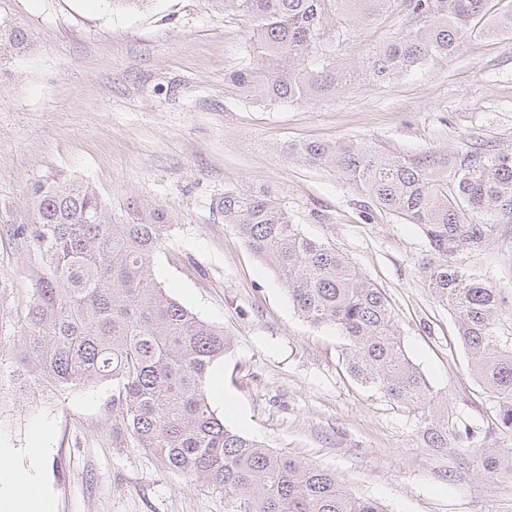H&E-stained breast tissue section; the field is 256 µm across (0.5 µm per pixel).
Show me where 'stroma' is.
Wrapping results in <instances>:
<instances>
[{
    "mask_svg": "<svg viewBox=\"0 0 512 512\" xmlns=\"http://www.w3.org/2000/svg\"><path fill=\"white\" fill-rule=\"evenodd\" d=\"M512 0H488L471 39L447 60L382 85L354 84L299 103L249 101L224 85L243 58L245 27L218 0H0V28L25 51H0V372L16 364L36 252L16 235L32 223L46 180L89 184L113 213L129 198L176 219L155 278L176 301L223 328L213 409L273 452L336 472L384 512H512V478L480 471L512 450L495 401L474 378L454 316L418 274V225L373 206L336 172L289 157L300 141H361L455 172L475 155L512 154V33L487 35ZM405 0L336 45L361 61L414 25ZM266 187L309 237L346 255L383 288L404 348L467 432L430 447L420 412L356 381L344 337L294 309L285 285L212 206L229 187ZM320 212L324 222L311 221ZM463 264L512 290V223L497 224ZM112 386L48 387L0 399V448L20 464L44 451L53 512H229L223 490L166 469L119 432Z\"/></svg>",
    "mask_w": 512,
    "mask_h": 512,
    "instance_id": "obj_1",
    "label": "stroma"
}]
</instances>
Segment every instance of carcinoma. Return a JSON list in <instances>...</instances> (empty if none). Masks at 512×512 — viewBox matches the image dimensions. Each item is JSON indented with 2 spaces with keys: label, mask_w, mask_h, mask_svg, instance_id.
Wrapping results in <instances>:
<instances>
[{
  "label": "carcinoma",
  "mask_w": 512,
  "mask_h": 512,
  "mask_svg": "<svg viewBox=\"0 0 512 512\" xmlns=\"http://www.w3.org/2000/svg\"><path fill=\"white\" fill-rule=\"evenodd\" d=\"M245 26L244 61L224 82L244 99L296 103L356 82L386 83L461 50L487 0H408L419 24L396 33L360 64L336 62V41L387 12L394 0H221ZM21 51L24 33L0 30V48ZM328 168L378 208L418 225L429 258L419 274L456 318L469 366L512 431V332L502 331L509 297L463 267L494 225L512 223V155L476 156L448 181L432 156L410 159L366 142H308L289 148ZM34 222L17 229L38 254L33 300L21 324L14 373L60 389L110 381L121 426L167 469L224 490L231 512H383L355 497L336 474L278 455L224 425L206 376L224 355V330L200 319L157 285L154 264L175 218L133 201L123 218L88 184L44 181L31 191ZM214 208L284 283L310 324L348 340L345 362L367 387L427 420L433 448L448 447L452 413L433 416L434 397L408 357L383 289L336 246L305 235L288 206L265 188H227ZM483 470L512 478V451Z\"/></svg>",
  "instance_id": "1"
}]
</instances>
